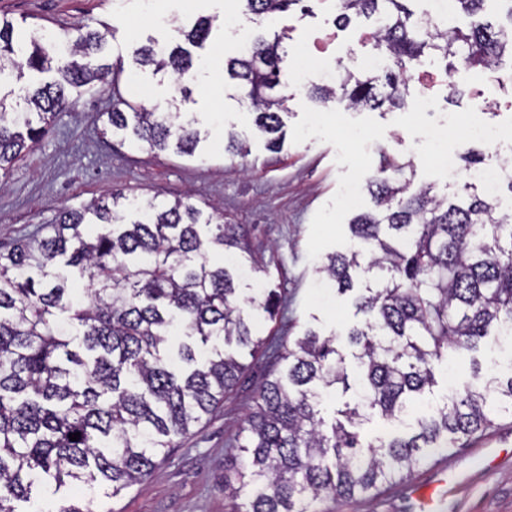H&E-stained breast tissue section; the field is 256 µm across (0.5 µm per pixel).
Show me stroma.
<instances>
[{"mask_svg":"<svg viewBox=\"0 0 512 512\" xmlns=\"http://www.w3.org/2000/svg\"><path fill=\"white\" fill-rule=\"evenodd\" d=\"M240 0H0V14L16 27H45L62 38L76 39L81 29L106 36V59L125 58L120 82L131 100L170 109L178 99L177 83L151 68L129 64L133 47L150 42L179 43L201 17L214 18L203 48L192 49L194 67L185 80L189 100L179 108L195 119L206 138L195 156L153 152L132 142H107L98 113L108 111L112 90L96 85L77 92L73 111L61 115L37 146L18 161L0 190V251L13 247L34 230L47 228L60 209H80L115 190L127 199H184L198 208H216L228 224L246 229L256 257L266 273L245 279L250 289H275L280 314L269 319L253 310L249 316L269 343L292 344L313 329L335 335L344 355L350 328L361 321L353 293H338L334 282L317 269L327 254L352 245L349 221L373 210L367 181L388 161L410 163L414 185H433L448 197L458 194L457 182L437 163L434 127L416 112V95L408 93L402 107L352 111L343 104L311 102L297 89L284 114L285 143L281 152L268 149L266 136L254 125L252 111L240 102L236 80L225 69L237 50V37L225 29L226 11L238 10L248 34L260 29L285 31L282 43L288 65L309 58L315 48L336 55L342 43L367 28L353 19L347 31L336 33L334 10L322 0H308L306 11H289L258 23L241 11ZM456 95L438 90L442 108L468 113L470 120L512 129V103L500 94L491 71L471 69L457 76ZM492 106L471 111L476 94ZM246 139L245 158L224 151L225 129ZM359 190L355 203L343 197L346 186ZM238 357L247 367L236 387L197 426L180 439L152 477L111 497L105 489L42 487L37 501L56 512L61 501L87 505L93 512H229L224 489V457L242 441V427L254 405L260 383L276 369L271 355L248 352ZM512 369V337L491 333L472 351L449 352L441 365L436 394L479 383L481 377ZM417 495L445 496L442 512H512V417L503 416L482 437L431 455L409 476L379 491L338 502L317 501L316 512H414Z\"/></svg>","mask_w":512,"mask_h":512,"instance_id":"1","label":"stroma"}]
</instances>
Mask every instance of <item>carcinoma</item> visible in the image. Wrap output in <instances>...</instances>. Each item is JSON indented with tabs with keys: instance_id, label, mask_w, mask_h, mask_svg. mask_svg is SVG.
Instances as JSON below:
<instances>
[{
	"instance_id": "1",
	"label": "carcinoma",
	"mask_w": 512,
	"mask_h": 512,
	"mask_svg": "<svg viewBox=\"0 0 512 512\" xmlns=\"http://www.w3.org/2000/svg\"><path fill=\"white\" fill-rule=\"evenodd\" d=\"M302 0H241L263 22ZM407 0H338L334 23L352 15L382 21L375 47L386 53L381 75L345 69L334 86L316 84L307 97L351 109L404 105L409 65L432 50L455 70L496 72L512 58V0L508 26L468 28L421 24ZM486 0H453L455 14L474 16ZM213 19L200 18L182 32L202 46ZM283 34H258L251 49L227 60L229 76L250 98L256 128L279 151L281 113L288 87L279 52ZM57 37L34 28L17 31L0 17V186L14 164L39 141L57 116L74 106L71 90L112 79V110L103 135L131 139L153 151L194 156L201 131L179 112L132 104L120 92L123 63L100 64L105 37L82 33L67 53ZM133 64L182 78L193 67L180 45L137 46ZM55 72L58 79L30 90L16 86L25 70ZM403 168L374 177L367 189L375 210L350 228L359 246L332 254L320 272L338 290L363 283L355 305L364 316L347 340L357 361L359 392L326 423L323 396L352 385L335 337L308 331L283 350V368L259 386L245 420L246 436L224 460V487L244 497L232 512H308L320 499L334 502L372 493L410 474L426 449L469 441L496 416L512 415V370L479 387L447 393L416 417L417 432L363 441L361 427L375 416L403 424L414 398L433 394L448 350H475L491 331L512 329V213L465 182L466 199L453 203L431 185L411 189ZM100 232L86 237L84 226ZM224 254V263L210 254ZM259 272L239 224L202 219L194 204L149 201L133 207L110 193L81 210L65 209L51 232H35L0 251V512L31 501L45 481L57 486L106 483L112 496L152 476L176 439L190 434L224 400L244 371L226 348L252 355L270 349L239 305L238 271ZM88 277L87 298L72 294L75 277ZM274 317L275 294L249 298ZM191 339L170 357L177 330ZM80 433L77 441L69 435Z\"/></svg>"
}]
</instances>
